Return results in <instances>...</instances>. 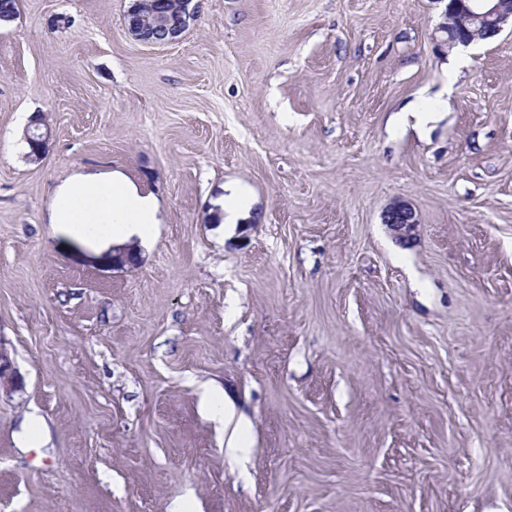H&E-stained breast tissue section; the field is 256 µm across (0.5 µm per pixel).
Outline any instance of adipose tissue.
<instances>
[{"instance_id":"1","label":"adipose tissue","mask_w":512,"mask_h":512,"mask_svg":"<svg viewBox=\"0 0 512 512\" xmlns=\"http://www.w3.org/2000/svg\"><path fill=\"white\" fill-rule=\"evenodd\" d=\"M53 220L75 236L96 234L107 226L116 242L132 232L149 234L155 222L150 197L141 195L121 178L103 174L71 181L57 192Z\"/></svg>"}]
</instances>
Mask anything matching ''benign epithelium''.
<instances>
[{
  "instance_id": "1",
  "label": "benign epithelium",
  "mask_w": 512,
  "mask_h": 512,
  "mask_svg": "<svg viewBox=\"0 0 512 512\" xmlns=\"http://www.w3.org/2000/svg\"><path fill=\"white\" fill-rule=\"evenodd\" d=\"M138 7L126 14V24L133 36L144 44L165 45L177 41L198 17L194 0H170V12L180 20L177 25H167L162 17L154 14L152 5L143 0H133ZM444 16L447 22L438 26L448 47L467 46L485 38L486 34L501 33L512 29V0H448ZM385 223L397 231H410L416 221L412 211L403 206L392 207ZM114 267L139 263V250L135 246L117 248L107 255Z\"/></svg>"
}]
</instances>
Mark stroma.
I'll use <instances>...</instances> for the list:
<instances>
[{"label": "stroma", "instance_id": "35a3bbf8", "mask_svg": "<svg viewBox=\"0 0 512 512\" xmlns=\"http://www.w3.org/2000/svg\"><path fill=\"white\" fill-rule=\"evenodd\" d=\"M131 4L0 26V512H512V31L453 52L442 0H199L149 46ZM109 172L158 204L134 267L52 222ZM249 448L251 446L247 437V423L242 417H239L226 441V452L233 457L244 458L247 456Z\"/></svg>", "mask_w": 512, "mask_h": 512}]
</instances>
